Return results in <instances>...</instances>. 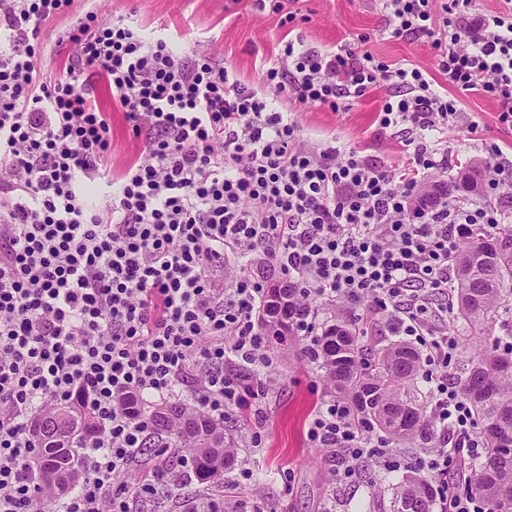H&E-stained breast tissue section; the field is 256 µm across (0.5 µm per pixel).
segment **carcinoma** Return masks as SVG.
I'll return each mask as SVG.
<instances>
[{
    "mask_svg": "<svg viewBox=\"0 0 512 512\" xmlns=\"http://www.w3.org/2000/svg\"><path fill=\"white\" fill-rule=\"evenodd\" d=\"M456 311L452 321L472 332L492 334L494 327L512 336V228L500 235L466 231L457 257ZM292 289L276 303L266 294L260 326L281 308L291 315ZM489 349L477 342L462 370L463 393L481 424L482 460L475 471L473 490L485 501L488 512H512V346L500 349L493 338ZM317 368L336 397L349 403L367 425L400 447L428 445L434 430L426 406L414 393L419 373L418 355L408 346L388 344L364 352L361 337L350 321L336 317L316 338ZM50 433L41 441V483L50 493L65 490L81 476L72 459L69 441L74 430L98 429L93 416L74 403L60 406L44 419ZM152 435L148 448H172L190 467L194 480L206 492L188 501L185 512H211L212 502L224 500V512H246L243 499H227L231 489L224 472L234 464L233 439L205 417L189 416L181 403L160 404L151 412ZM431 484L413 475L392 485L390 512H434Z\"/></svg>",
    "mask_w": 512,
    "mask_h": 512,
    "instance_id": "obj_1",
    "label": "carcinoma"
}]
</instances>
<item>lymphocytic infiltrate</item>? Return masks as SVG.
Returning a JSON list of instances; mask_svg holds the SVG:
<instances>
[{
  "label": "lymphocytic infiltrate",
  "mask_w": 512,
  "mask_h": 512,
  "mask_svg": "<svg viewBox=\"0 0 512 512\" xmlns=\"http://www.w3.org/2000/svg\"><path fill=\"white\" fill-rule=\"evenodd\" d=\"M75 0H0V512H133L181 484L167 450L136 487L151 423L142 407L183 401L216 427L234 411L262 420L276 361L258 325L265 285L243 259H262L293 288L294 332L318 334L320 308L351 307L360 335L378 326L416 346L436 441L414 465L435 484L438 512H486L472 489L478 425L448 366V327L461 231L497 229L495 204L443 200L413 210L417 187L447 157L436 133L456 99L413 64L367 51L324 52L285 41L261 87L204 46L193 62L140 27L73 17ZM471 0H383L385 27L431 39L437 69L460 94L494 101L512 127V11L474 14ZM452 14L439 30V14ZM72 17L71 60L46 72L39 37ZM113 92L139 158L112 172V133L91 78ZM378 120L410 134L400 175L354 149L309 141L288 102L347 109L377 82ZM118 181L99 205L85 182ZM79 402L98 419L78 441L83 476L52 501L36 480L34 419ZM308 440L342 459L336 480L399 467L397 449L354 421L348 403H321Z\"/></svg>",
  "instance_id": "1"
}]
</instances>
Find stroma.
<instances>
[{"label":"stroma","instance_id":"1","mask_svg":"<svg viewBox=\"0 0 512 512\" xmlns=\"http://www.w3.org/2000/svg\"><path fill=\"white\" fill-rule=\"evenodd\" d=\"M297 7L304 17L298 32L307 46L330 50L356 43L365 34V50L382 61L434 66L430 40L410 42L386 30L381 0H299ZM75 8L95 12L104 24L121 18L140 25L145 35L164 33L173 50L187 59L196 44L209 46L241 80L254 85L284 34L279 15L260 10L257 0H77ZM386 94L381 82L342 112L299 103L290 104L289 110L308 138L344 142L396 174L407 152L400 137L376 122ZM95 95L112 113V165L122 168L136 157L141 144L120 110L114 109L111 92L101 85ZM460 112L458 122L442 133L441 148L450 165L432 171L422 188L448 182L471 163L484 161L490 147L512 159V128L499 123L493 101L472 96L461 102ZM275 357L278 384L263 401L264 421L246 414L224 421L225 429L237 437L238 470L247 467L253 472L248 481L238 470L232 473L236 493L262 512H387L388 498L374 494L368 480L332 481L338 458L308 441V422L331 393L302 346L284 347Z\"/></svg>","mask_w":512,"mask_h":512}]
</instances>
